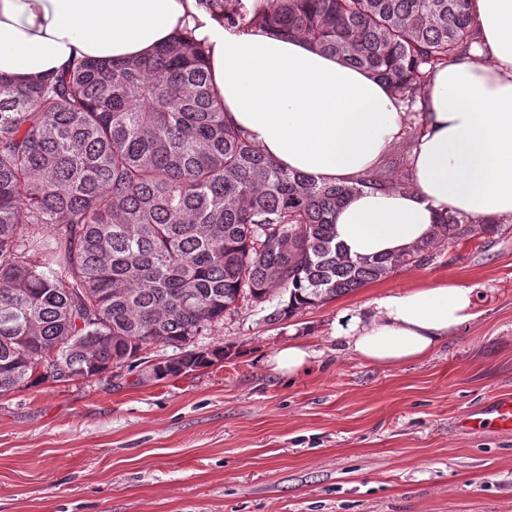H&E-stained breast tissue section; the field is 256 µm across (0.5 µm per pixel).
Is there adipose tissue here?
<instances>
[{"mask_svg":"<svg viewBox=\"0 0 512 512\" xmlns=\"http://www.w3.org/2000/svg\"><path fill=\"white\" fill-rule=\"evenodd\" d=\"M480 43L437 71L409 187L354 195L336 241L352 258L425 239L438 216L512 218V0H476ZM208 48L226 118L282 167L350 184L398 140L403 108L387 85L305 41L224 28L200 0H0V74L26 82L74 58L146 56L183 28ZM475 317L473 289L451 282L378 295L342 311L335 335L361 361L401 366Z\"/></svg>","mask_w":512,"mask_h":512,"instance_id":"obj_1","label":"adipose tissue"}]
</instances>
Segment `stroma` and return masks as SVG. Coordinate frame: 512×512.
Here are the masks:
<instances>
[{
    "label": "stroma",
    "instance_id": "obj_1",
    "mask_svg": "<svg viewBox=\"0 0 512 512\" xmlns=\"http://www.w3.org/2000/svg\"><path fill=\"white\" fill-rule=\"evenodd\" d=\"M454 282L478 316L419 362L364 363L337 316ZM307 370L274 371L288 343ZM222 363L162 380L137 367L0 397V512H512V430H461L512 395V219L427 265L277 323L238 305L198 344Z\"/></svg>",
    "mask_w": 512,
    "mask_h": 512
}]
</instances>
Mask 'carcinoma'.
Masks as SVG:
<instances>
[{
	"mask_svg": "<svg viewBox=\"0 0 512 512\" xmlns=\"http://www.w3.org/2000/svg\"><path fill=\"white\" fill-rule=\"evenodd\" d=\"M226 28L301 39L384 81L408 112L435 72L471 55L476 0H201ZM188 28L148 57L76 59L0 75V395L172 354L143 375L224 360L200 349L241 303L279 322L468 241L448 214L430 238L354 260L336 214L357 192L406 187L377 164L351 185L281 168L225 118ZM422 125L400 133L415 148Z\"/></svg>",
	"mask_w": 512,
	"mask_h": 512,
	"instance_id": "cac0c4a2",
	"label": "carcinoma"
}]
</instances>
